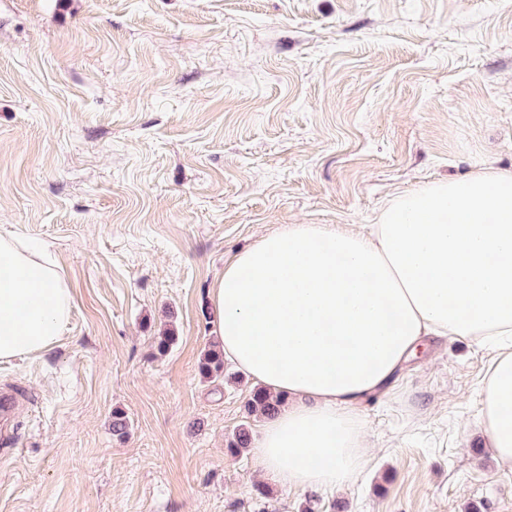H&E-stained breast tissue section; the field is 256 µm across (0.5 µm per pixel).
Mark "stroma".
<instances>
[{"label":"stroma","instance_id":"1","mask_svg":"<svg viewBox=\"0 0 512 512\" xmlns=\"http://www.w3.org/2000/svg\"><path fill=\"white\" fill-rule=\"evenodd\" d=\"M488 165L512 169V0H0V233L73 291L57 346L0 363L34 397L0 512H512L470 339L361 404L376 449L336 493L258 480L227 449L256 380L198 371L233 255Z\"/></svg>","mask_w":512,"mask_h":512}]
</instances>
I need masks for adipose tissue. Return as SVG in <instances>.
<instances>
[{
  "instance_id": "1",
  "label": "adipose tissue",
  "mask_w": 512,
  "mask_h": 512,
  "mask_svg": "<svg viewBox=\"0 0 512 512\" xmlns=\"http://www.w3.org/2000/svg\"><path fill=\"white\" fill-rule=\"evenodd\" d=\"M225 359L297 397L264 419L259 479L340 492L370 445L357 407L430 338L496 348L481 389L497 461L512 466V170L400 193L370 234L291 224L225 264L210 290ZM72 290L42 245L0 234V362L59 342Z\"/></svg>"
}]
</instances>
